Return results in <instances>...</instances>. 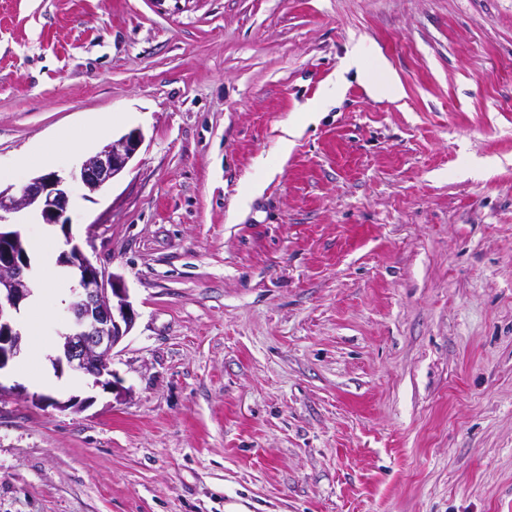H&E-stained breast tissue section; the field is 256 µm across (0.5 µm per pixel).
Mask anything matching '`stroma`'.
<instances>
[{
    "mask_svg": "<svg viewBox=\"0 0 512 512\" xmlns=\"http://www.w3.org/2000/svg\"><path fill=\"white\" fill-rule=\"evenodd\" d=\"M354 40L404 97L349 78L279 163ZM49 173L68 225L0 228L122 277L129 394L55 370L66 300L14 312L0 512H512V0H0V184ZM324 100L310 101L306 106L299 119L284 123L281 128L282 136L280 137L279 146L283 158H287L295 145V139L302 134L303 128L317 121L319 114L323 111ZM142 133L133 129L117 140L106 144L81 166L80 180L96 192L118 177L133 159L142 142Z\"/></svg>",
    "mask_w": 512,
    "mask_h": 512,
    "instance_id": "obj_1",
    "label": "stroma"
}]
</instances>
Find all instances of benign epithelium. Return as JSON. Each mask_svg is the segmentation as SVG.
Masks as SVG:
<instances>
[{
	"label": "benign epithelium",
	"mask_w": 512,
	"mask_h": 512,
	"mask_svg": "<svg viewBox=\"0 0 512 512\" xmlns=\"http://www.w3.org/2000/svg\"><path fill=\"white\" fill-rule=\"evenodd\" d=\"M142 142V133L133 129L102 147L81 166L80 180L91 192L100 190L118 177L133 159ZM65 179L55 173L32 178L20 191L13 186L0 188V221L4 215L33 208L47 224L68 220ZM62 263L72 268L76 286L65 309L56 335L60 355L53 359L56 370L94 378V384L115 391L116 396L129 394L109 380L113 375L112 352L134 326L136 314L129 301L128 289L117 274L97 267L74 245L62 253ZM34 277L31 260L16 231L0 230V369L17 357L23 335L13 323L10 311L32 293Z\"/></svg>",
	"instance_id": "benign-epithelium-1"
}]
</instances>
